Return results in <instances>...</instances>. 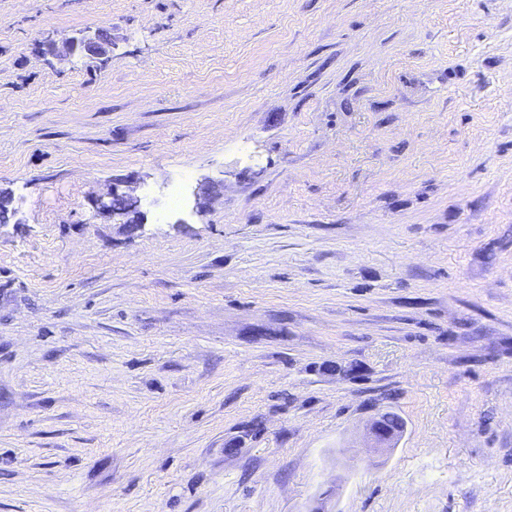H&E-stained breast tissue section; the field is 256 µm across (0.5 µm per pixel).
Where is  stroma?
<instances>
[{
    "label": "stroma",
    "mask_w": 512,
    "mask_h": 512,
    "mask_svg": "<svg viewBox=\"0 0 512 512\" xmlns=\"http://www.w3.org/2000/svg\"><path fill=\"white\" fill-rule=\"evenodd\" d=\"M0 194V512H512V0H0ZM112 49V38L101 30L86 31L71 38L66 53L86 52L91 55L104 56ZM129 202H133L138 207L139 200L129 193L119 192L118 189H112V192L108 194L107 198L99 200L98 208L108 215H112V218H118L126 224L128 229L130 225L136 224V230H140L142 225L138 224V221L132 222L127 213L125 205ZM375 417L366 425L367 438L370 441L369 448L389 449L395 446L398 435L385 428Z\"/></svg>",
    "instance_id": "stroma-1"
}]
</instances>
